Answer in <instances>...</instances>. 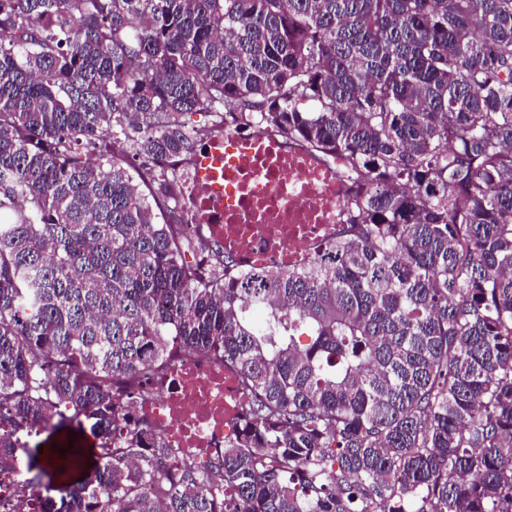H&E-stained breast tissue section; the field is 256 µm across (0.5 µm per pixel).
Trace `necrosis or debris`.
Returning a JSON list of instances; mask_svg holds the SVG:
<instances>
[{
    "mask_svg": "<svg viewBox=\"0 0 512 512\" xmlns=\"http://www.w3.org/2000/svg\"><path fill=\"white\" fill-rule=\"evenodd\" d=\"M143 171L179 177L181 224L242 270L306 267L355 230L349 208L359 186L344 160L258 121L208 125L191 153ZM245 404L233 371L180 353L135 415L164 435L171 460L204 467L235 435Z\"/></svg>",
    "mask_w": 512,
    "mask_h": 512,
    "instance_id": "necrosis-or-debris-1",
    "label": "necrosis or debris"
}]
</instances>
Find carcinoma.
<instances>
[{
  "label": "carcinoma",
  "instance_id": "1",
  "mask_svg": "<svg viewBox=\"0 0 512 512\" xmlns=\"http://www.w3.org/2000/svg\"><path fill=\"white\" fill-rule=\"evenodd\" d=\"M196 113L343 157L357 234L200 273L135 180ZM177 351L248 397L204 468L132 425ZM67 426L0 512H512V0H0V475ZM47 436V433H42L39 437H34L30 439V449L33 454L36 453V456L39 460H42L46 456H49L53 454V448L52 444H57V449L60 451V448H65V453L68 451V443L69 440H71V437H73V432L68 433V430H63L52 437H50L48 440L45 441ZM45 441L43 443H40L36 448L35 445L37 443ZM40 445H43V448H45V452H41ZM71 448L78 450L84 459V465L80 470L77 471H70L66 467V461H65V453L60 456H57L56 458V465L59 468V470L63 471V473L59 474L57 480L55 481L54 486L55 487H64L69 486L73 484H77L85 479V474L88 471H92L95 467L91 468V461L92 459L96 462V455H95V449L94 446L90 443V433L87 429L86 435H80L77 434L76 440L71 444Z\"/></svg>",
  "mask_w": 512,
  "mask_h": 512
}]
</instances>
